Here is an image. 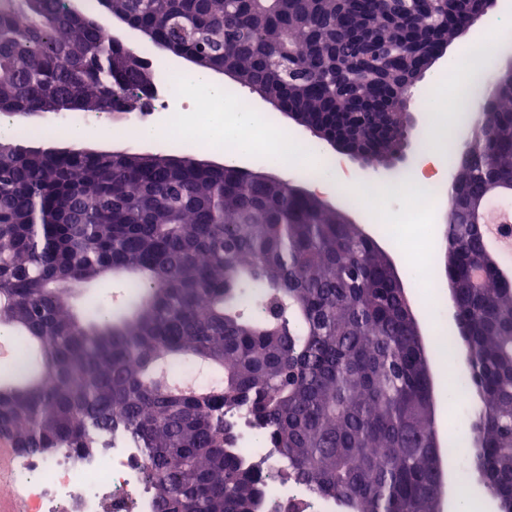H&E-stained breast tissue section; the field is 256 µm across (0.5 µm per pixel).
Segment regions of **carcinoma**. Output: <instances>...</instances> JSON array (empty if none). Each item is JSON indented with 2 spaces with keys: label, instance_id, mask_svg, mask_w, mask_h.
<instances>
[{
  "label": "carcinoma",
  "instance_id": "carcinoma-1",
  "mask_svg": "<svg viewBox=\"0 0 512 512\" xmlns=\"http://www.w3.org/2000/svg\"><path fill=\"white\" fill-rule=\"evenodd\" d=\"M112 14L231 66L237 83L284 98L333 127L350 99L331 98L329 75L356 76L351 95H383L403 76L347 37L396 45V20L419 45L450 39L471 0H107ZM138 50L103 42L92 12L70 0H0V115L101 113L145 105L156 69H114ZM309 90L286 88V67ZM383 106L366 117L372 161L394 147ZM471 135L472 163L449 192L445 252L465 324L469 392L477 416L456 452L461 478L479 473L512 498V274L473 236L469 208L512 183V81L499 77ZM0 153V328L25 356L0 371V432L18 453L82 454L123 428L144 449L160 512H262L267 457L245 458L242 414L283 458L287 476L336 512H435L436 433L428 402L431 342L410 326L412 305L358 224L286 180H261L176 154L114 157L3 141ZM488 255L480 285L470 260ZM116 275L136 293L120 309L73 304V287ZM197 356L222 372L218 387L182 392L173 365Z\"/></svg>",
  "mask_w": 512,
  "mask_h": 512
}]
</instances>
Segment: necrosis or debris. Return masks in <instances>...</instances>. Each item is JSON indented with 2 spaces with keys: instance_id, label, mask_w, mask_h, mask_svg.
Here are the masks:
<instances>
[{
  "instance_id": "obj_1",
  "label": "necrosis or debris",
  "mask_w": 512,
  "mask_h": 512,
  "mask_svg": "<svg viewBox=\"0 0 512 512\" xmlns=\"http://www.w3.org/2000/svg\"><path fill=\"white\" fill-rule=\"evenodd\" d=\"M146 468L142 449L116 429L111 447L99 452L78 457L64 448L50 459L23 457L0 483V497H24L31 512H159ZM268 469L264 512H280L292 499L307 500V512H336L334 501L289 481L280 460L269 459Z\"/></svg>"
}]
</instances>
